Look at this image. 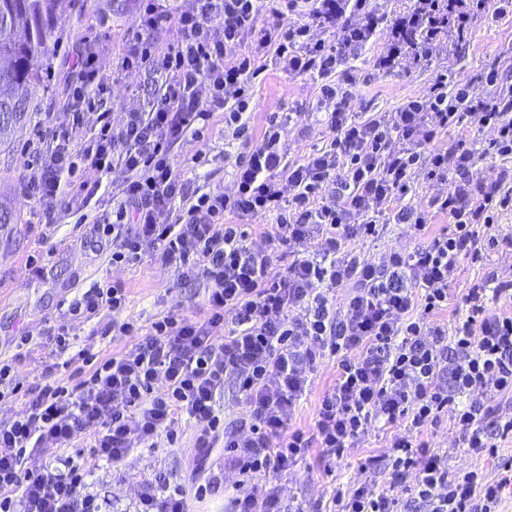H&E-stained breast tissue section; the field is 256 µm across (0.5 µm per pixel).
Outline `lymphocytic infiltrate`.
<instances>
[{
  "label": "lymphocytic infiltrate",
  "instance_id": "lymphocytic-infiltrate-1",
  "mask_svg": "<svg viewBox=\"0 0 512 512\" xmlns=\"http://www.w3.org/2000/svg\"><path fill=\"white\" fill-rule=\"evenodd\" d=\"M489 16L512 21V0H411L402 11L391 0H195L186 12L139 0V33L126 41L120 66L163 72L168 81L147 111L127 113L120 124L99 113L97 132L85 140L86 112L109 83L92 48H76L69 122L37 158L31 196L51 222L59 192L78 212L101 188L62 186L78 163L123 169L116 205L95 218L113 263L151 255L182 279L203 278L208 316L199 323L167 314L131 347L102 356L83 350L71 361L64 354L75 322L117 315L127 291L94 282L74 297L46 350L48 375L15 418L0 423V512H100L93 472L159 439L176 442L185 419L198 431L197 447L224 443V464L237 475L230 512H282L270 473L298 466L314 445L340 462L375 429L388 438L381 453L358 461L368 481L333 482L317 512H405L395 492L403 483L418 512H501L512 495V454L500 451L512 441V414L491 402L512 400V272L469 288L465 316L443 314L462 263L512 245L500 233L512 212V83L496 56L471 78L437 72L426 93L386 116H360L348 109L357 77L345 66L381 28L389 49L374 57V76L407 59L428 66L443 44L468 42ZM162 28L170 36L159 47L147 34ZM251 40L259 54L245 52ZM270 60L316 81L317 111L333 133L299 163L288 159L278 113H270L261 141L250 132L253 88ZM217 111L225 139L245 146L234 191L190 203L171 155L184 137L204 140ZM472 114L491 139L470 133ZM488 157L506 168L477 195L473 171ZM420 182L435 195L424 207L407 204ZM435 212L448 215V228L413 250L390 249L379 262L362 253L361 243L386 225L422 231ZM228 213L274 216L263 230L268 248H254L247 231L225 222ZM284 254L292 260L282 267ZM325 360L335 363L336 380L318 398L313 430L291 428ZM71 366L74 383L60 375ZM229 379L249 415L228 431L220 400ZM446 416L463 447L492 462L494 477L449 469L447 453L428 438ZM49 443L58 449L52 463L28 469L27 459ZM72 448L80 457L69 456ZM137 512H188L185 492L145 482Z\"/></svg>",
  "mask_w": 512,
  "mask_h": 512
}]
</instances>
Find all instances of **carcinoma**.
Wrapping results in <instances>:
<instances>
[{"label": "carcinoma", "instance_id": "obj_1", "mask_svg": "<svg viewBox=\"0 0 512 512\" xmlns=\"http://www.w3.org/2000/svg\"><path fill=\"white\" fill-rule=\"evenodd\" d=\"M59 0H0V114L9 116L11 125L0 126V133L25 120L32 89L38 76L31 60L42 52L47 38L58 28Z\"/></svg>", "mask_w": 512, "mask_h": 512}]
</instances>
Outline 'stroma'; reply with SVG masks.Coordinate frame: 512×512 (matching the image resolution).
Here are the masks:
<instances>
[{
  "label": "stroma",
  "instance_id": "35a3bbf8",
  "mask_svg": "<svg viewBox=\"0 0 512 512\" xmlns=\"http://www.w3.org/2000/svg\"><path fill=\"white\" fill-rule=\"evenodd\" d=\"M136 8L137 0H82L77 8L71 0H62L59 12L63 25L48 38L44 54L32 61L38 83L28 121L0 136V204L10 207L16 216L15 223L0 226V360L12 362L21 382L27 385L39 381L46 373L41 345L51 342L61 305L71 301L90 282L123 284L128 299L122 316L136 320L145 330L169 311L193 321L203 320L206 315L203 279L181 280L177 272L147 256L134 265H112V248L99 240L93 224L78 223L76 215L61 210L56 214L55 224L45 226L40 206L25 192L33 171L37 131L52 135L69 119L67 63L77 44L85 42L92 47L97 67L110 85L109 94L96 104V111L109 113L112 122L118 124L127 113L146 109L161 82L159 75L149 69L125 71L117 66L123 40L137 31ZM387 47L386 39H378L353 59L360 82L352 111H392L408 97L423 94L431 83L435 67L419 69L409 64L385 77L370 79L373 56ZM492 53L512 57V24L487 19L465 50L443 54L441 64L459 75H474ZM317 99L313 78L292 75L281 65L268 63L255 85V107L250 114L254 136L262 137L269 113H293L288 129L289 158L304 160L330 137L329 129L313 115ZM223 124V115L215 114L213 127L207 132L211 151L203 164L194 162L201 144L192 137H185L175 148L172 163L185 174L190 189L214 194L233 191L235 158L243 147L239 142L227 143L219 138L217 131ZM422 241L410 225L391 224L378 239L365 243L362 251L379 262L390 248L410 250ZM510 272L512 246L502 247L477 263L463 262L453 284L448 318L464 315L461 297L472 284L494 273ZM106 321V316L100 315L79 324L72 351L108 354L133 344L130 336L110 340L96 336V329ZM24 336L32 337V344H21ZM195 439L194 428L185 424L180 428L177 444L171 446L162 439L157 447L136 450L121 466L99 467L93 477V490L102 503V512H133L144 479L160 478L188 486L209 475L222 460L224 451L196 448ZM432 443L447 449L449 468L486 464L485 458L463 448L459 431L450 421H443L434 429ZM326 466L321 449L312 448L294 470L276 474L284 505L298 504L304 512H316L331 486Z\"/></svg>",
  "mask_w": 512,
  "mask_h": 512
}]
</instances>
